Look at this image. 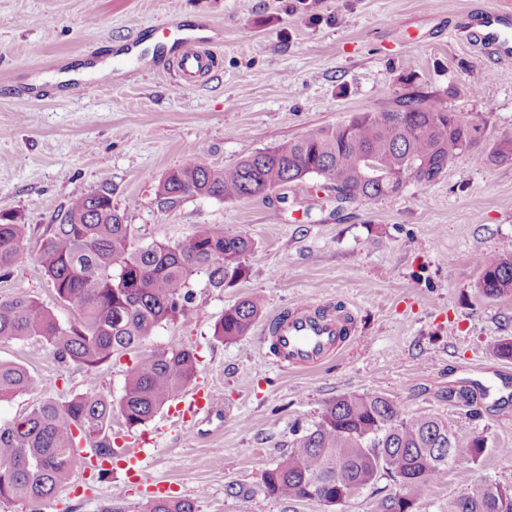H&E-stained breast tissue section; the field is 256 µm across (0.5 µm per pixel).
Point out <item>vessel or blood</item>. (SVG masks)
<instances>
[{"mask_svg": "<svg viewBox=\"0 0 512 512\" xmlns=\"http://www.w3.org/2000/svg\"><path fill=\"white\" fill-rule=\"evenodd\" d=\"M181 52L175 64L184 80L193 81L212 68L207 39L196 33L180 34L174 41ZM354 328L349 309L323 311L313 302L303 301L293 309L277 313L260 330V343L283 368H311L344 349ZM213 406L210 391L192 390L174 407L175 417L186 426Z\"/></svg>", "mask_w": 512, "mask_h": 512, "instance_id": "vessel-or-blood-1", "label": "vessel or blood"}]
</instances>
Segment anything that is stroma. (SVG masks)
Instances as JSON below:
<instances>
[{"label": "stroma", "instance_id": "stroma-1", "mask_svg": "<svg viewBox=\"0 0 512 512\" xmlns=\"http://www.w3.org/2000/svg\"><path fill=\"white\" fill-rule=\"evenodd\" d=\"M504 0H0V217L30 227L21 258L0 272V299L27 294L61 323L37 247L71 198L102 183L136 241L179 243L195 225L217 224L255 243L246 279L218 291L192 281L196 318L157 330L141 350L112 358L96 378L58 361L35 339L1 340L0 360L25 366L36 390L0 403V425L45 399L96 388L119 397L141 354L173 345L199 361L193 388L211 390L212 412L184 427L167 410L130 429L112 420L135 453L150 440L141 477L113 468L98 481L75 473L72 488L41 512H143L157 490L193 500L197 512H373L394 491L381 479L328 506L268 495L265 470L293 433L345 393H380L409 416L432 415L484 438L478 461L458 459L416 505L441 512L450 497L512 488V296L488 298L476 282L490 253L512 252V161L464 154L429 184L407 180L394 195L347 204L326 200L310 176L266 198L219 201L156 196L159 179L205 149L219 167L332 126L358 112L394 108L412 95L437 97L482 127L480 147L512 138V63L486 53L470 22ZM175 20L208 21L216 60L195 86L155 64L151 33ZM112 61L111 84L89 85L86 68ZM75 84L56 85L65 75ZM473 95L453 96V89ZM280 212L273 220L272 212ZM258 299L262 319L308 300L355 314L344 350L314 370H285L257 333L218 340L225 309ZM479 393L466 403L453 394ZM236 495H228V487Z\"/></svg>", "mask_w": 512, "mask_h": 512}]
</instances>
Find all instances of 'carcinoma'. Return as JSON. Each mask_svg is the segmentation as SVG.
Returning a JSON list of instances; mask_svg holds the SVG:
<instances>
[{
  "label": "carcinoma",
  "mask_w": 512,
  "mask_h": 512,
  "mask_svg": "<svg viewBox=\"0 0 512 512\" xmlns=\"http://www.w3.org/2000/svg\"><path fill=\"white\" fill-rule=\"evenodd\" d=\"M481 126L441 101L410 97L394 109L359 112L335 126L261 149L228 168L200 152L157 183L159 198L202 196L237 200L268 194L310 175L324 179L340 206L396 194L405 179L431 183L463 154L481 161L512 160V139L477 150ZM28 225L0 222V270L22 255ZM254 242L216 224H197L183 242H135L124 214L112 207V187L72 198L46 229L37 258L58 301L76 311L63 325L38 300L0 299V340L36 338L60 362L90 377L119 353L143 345L168 323H190L197 309L190 282L201 272L212 288L231 287L249 273ZM476 288L487 297L512 295V253L485 257ZM260 316L244 299L224 310L214 336L235 341ZM198 372L188 348L173 346L142 356L127 372L118 400L91 387L64 401L44 399L15 422L0 425V500L37 505L68 487L86 458L118 455L112 417L135 428L146 424ZM36 386L22 365L0 360V401ZM484 440L434 416H406L383 394H344L326 402L311 427L296 434L288 452L263 474L266 492L288 501L336 505V474L365 489L386 478L407 483L409 512L460 459H479ZM144 512H196L190 499L148 502ZM445 512H512V490L489 485L448 499Z\"/></svg>",
  "instance_id": "obj_1"
}]
</instances>
